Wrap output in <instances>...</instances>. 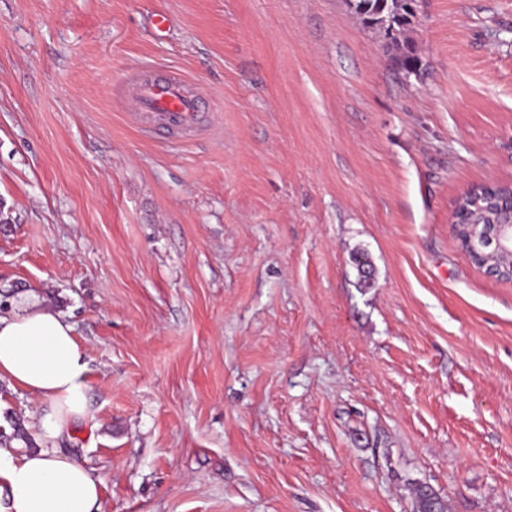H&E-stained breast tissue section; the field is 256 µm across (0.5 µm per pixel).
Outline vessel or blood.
Listing matches in <instances>:
<instances>
[{
	"mask_svg": "<svg viewBox=\"0 0 512 512\" xmlns=\"http://www.w3.org/2000/svg\"><path fill=\"white\" fill-rule=\"evenodd\" d=\"M130 90L136 107L128 115L130 122L153 130L161 142L187 144L206 130V101L183 75H158L146 67L133 77Z\"/></svg>",
	"mask_w": 512,
	"mask_h": 512,
	"instance_id": "1",
	"label": "vessel or blood"
}]
</instances>
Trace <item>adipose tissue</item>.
<instances>
[{"label": "adipose tissue", "instance_id": "adipose-tissue-1", "mask_svg": "<svg viewBox=\"0 0 512 512\" xmlns=\"http://www.w3.org/2000/svg\"><path fill=\"white\" fill-rule=\"evenodd\" d=\"M88 364L73 328L38 302L0 314V379L47 400L38 427L50 441L93 419ZM99 477L60 449L14 456L0 446V512H99Z\"/></svg>", "mask_w": 512, "mask_h": 512}]
</instances>
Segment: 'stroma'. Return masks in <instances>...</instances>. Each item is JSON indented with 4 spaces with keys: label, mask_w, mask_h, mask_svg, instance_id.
Segmentation results:
<instances>
[{
    "label": "stroma",
    "mask_w": 512,
    "mask_h": 512,
    "mask_svg": "<svg viewBox=\"0 0 512 512\" xmlns=\"http://www.w3.org/2000/svg\"><path fill=\"white\" fill-rule=\"evenodd\" d=\"M408 35L406 80L347 0H0V312L73 325L100 512H512V281L449 227L512 180V0ZM147 65L217 103L197 143L127 119ZM47 408L0 381L15 455ZM413 512H446V504L437 492L426 483L413 489Z\"/></svg>",
    "instance_id": "obj_1"
}]
</instances>
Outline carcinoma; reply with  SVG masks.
I'll return each mask as SVG.
<instances>
[{
  "mask_svg": "<svg viewBox=\"0 0 512 512\" xmlns=\"http://www.w3.org/2000/svg\"><path fill=\"white\" fill-rule=\"evenodd\" d=\"M412 0H350L353 13L361 23L382 38L384 49L395 69L408 79L417 74L418 55L412 43L400 39V34L415 17ZM512 219L490 203L482 189L473 187L458 208L460 229L457 238L468 247L470 232L481 234L486 224H502ZM413 512H446V504L437 492L425 483L413 489Z\"/></svg>",
  "mask_w": 512,
  "mask_h": 512,
  "instance_id": "carcinoma-1",
  "label": "carcinoma"
}]
</instances>
